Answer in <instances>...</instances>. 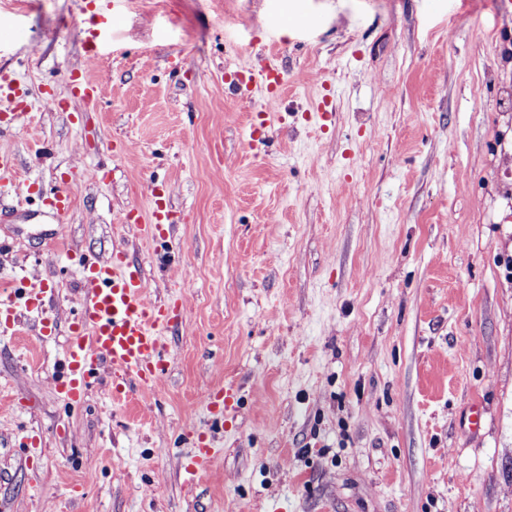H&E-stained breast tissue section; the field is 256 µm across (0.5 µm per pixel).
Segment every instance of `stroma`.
Instances as JSON below:
<instances>
[{
    "mask_svg": "<svg viewBox=\"0 0 512 512\" xmlns=\"http://www.w3.org/2000/svg\"><path fill=\"white\" fill-rule=\"evenodd\" d=\"M119 12L97 59L77 26ZM0 149L64 215L0 191V291L51 289L0 334V512H512V116L496 0H0ZM291 29H284V19ZM277 90L230 93L226 67ZM106 70L97 101L73 83ZM57 107H46L48 97ZM337 116L321 122L319 103ZM125 156H115L118 147ZM170 189L169 238L144 240ZM125 250L164 329L157 390L80 407L54 380L79 260ZM237 390L224 418L205 393ZM213 464L186 484V426ZM48 288H34L27 293L26 308L32 309L41 315V328L39 336L52 335L57 328V318L45 312L46 294Z\"/></svg>",
    "mask_w": 512,
    "mask_h": 512,
    "instance_id": "stroma-1",
    "label": "stroma"
}]
</instances>
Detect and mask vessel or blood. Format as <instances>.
Returning <instances> with one entry per match:
<instances>
[{
    "label": "vessel or blood",
    "mask_w": 512,
    "mask_h": 512,
    "mask_svg": "<svg viewBox=\"0 0 512 512\" xmlns=\"http://www.w3.org/2000/svg\"><path fill=\"white\" fill-rule=\"evenodd\" d=\"M169 213L154 204L147 223L137 225L141 237H167L171 229ZM83 299L80 315L72 323L70 344L62 373L56 379L55 391L68 404L82 402L96 374L107 370L112 374V396L125 397L131 385L154 389L166 362L162 330L176 317L168 304L154 302L147 296V282L138 264L127 253L113 249L109 257L87 258L80 263ZM46 289L27 293L26 306L41 315V335L54 333L58 320L45 311ZM235 388L231 385L210 390L204 401L210 410L232 409ZM215 459L209 444L196 445L185 456L181 469L186 483H193Z\"/></svg>",
    "instance_id": "b4317fda"
}]
</instances>
